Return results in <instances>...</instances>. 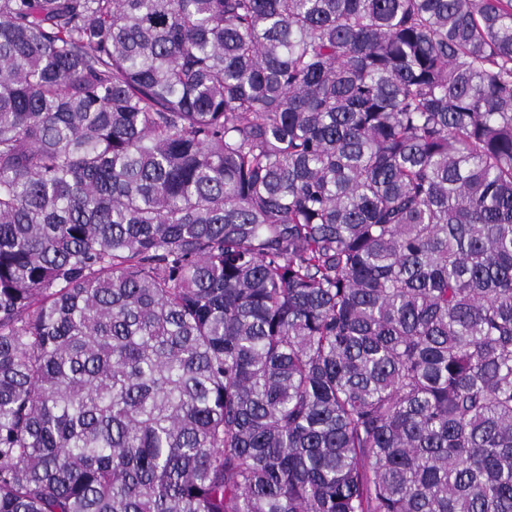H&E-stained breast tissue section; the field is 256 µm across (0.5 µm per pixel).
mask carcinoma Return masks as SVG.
I'll return each mask as SVG.
<instances>
[{
  "mask_svg": "<svg viewBox=\"0 0 512 512\" xmlns=\"http://www.w3.org/2000/svg\"><path fill=\"white\" fill-rule=\"evenodd\" d=\"M0 512H512V0H0Z\"/></svg>",
  "mask_w": 512,
  "mask_h": 512,
  "instance_id": "carcinoma-1",
  "label": "carcinoma"
}]
</instances>
